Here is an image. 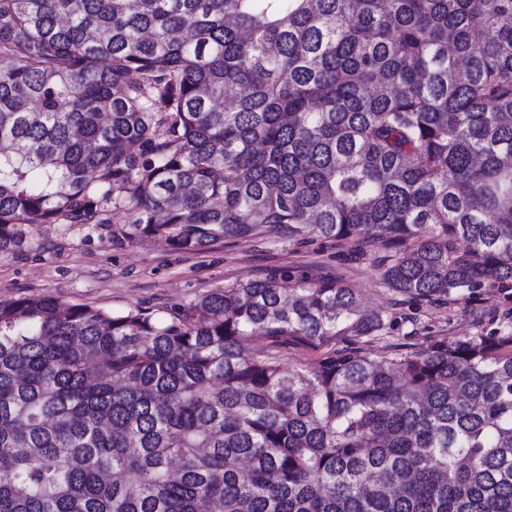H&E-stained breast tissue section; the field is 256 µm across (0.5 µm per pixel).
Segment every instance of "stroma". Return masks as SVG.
<instances>
[{
	"label": "stroma",
	"instance_id": "stroma-1",
	"mask_svg": "<svg viewBox=\"0 0 512 512\" xmlns=\"http://www.w3.org/2000/svg\"><path fill=\"white\" fill-rule=\"evenodd\" d=\"M132 219L130 212L117 211L105 224L25 225L21 250L0 258V300L39 295L113 313L134 307L154 312L240 280L283 272L332 277L360 288L366 306L391 309L395 324L386 340L374 343L376 354L389 344L420 346L429 336L456 340L503 310L495 287L471 310L405 301L381 283L374 253L355 256L350 242L258 235L224 238L184 253L161 240L114 238V230Z\"/></svg>",
	"mask_w": 512,
	"mask_h": 512
}]
</instances>
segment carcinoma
<instances>
[{"mask_svg": "<svg viewBox=\"0 0 512 512\" xmlns=\"http://www.w3.org/2000/svg\"><path fill=\"white\" fill-rule=\"evenodd\" d=\"M378 243L512 282V0H0V256L24 224ZM288 274L157 312L0 300V512H512V316L372 357ZM327 346L284 372L280 346Z\"/></svg>", "mask_w": 512, "mask_h": 512, "instance_id": "1", "label": "carcinoma"}]
</instances>
